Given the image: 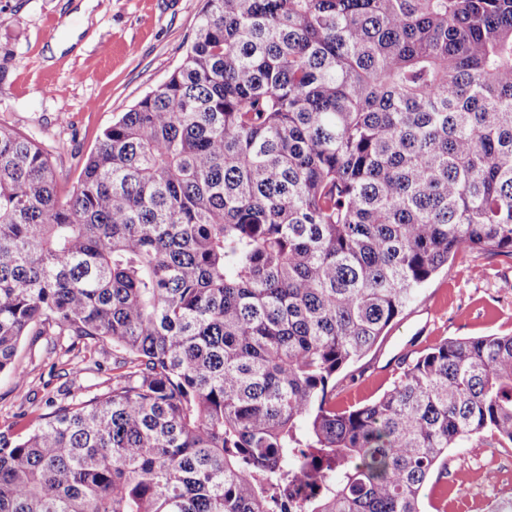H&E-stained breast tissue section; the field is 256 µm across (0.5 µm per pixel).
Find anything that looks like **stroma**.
Returning <instances> with one entry per match:
<instances>
[{"label": "stroma", "instance_id": "1", "mask_svg": "<svg viewBox=\"0 0 512 512\" xmlns=\"http://www.w3.org/2000/svg\"><path fill=\"white\" fill-rule=\"evenodd\" d=\"M204 0H0V124L52 154L61 193L76 184L104 130L179 66ZM512 335V257L462 251L417 293L377 345L336 377L335 402L388 390L413 341ZM116 350L23 340L0 372V434L19 435L53 404L112 387ZM512 502V448L475 439L432 474L423 512H494Z\"/></svg>", "mask_w": 512, "mask_h": 512}]
</instances>
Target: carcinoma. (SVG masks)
Instances as JSON below:
<instances>
[{"mask_svg": "<svg viewBox=\"0 0 512 512\" xmlns=\"http://www.w3.org/2000/svg\"><path fill=\"white\" fill-rule=\"evenodd\" d=\"M465 249L512 254V0H205L66 199L0 126V372L122 352L0 437V512H423L449 449L512 446V335L332 395Z\"/></svg>", "mask_w": 512, "mask_h": 512, "instance_id": "carcinoma-1", "label": "carcinoma"}]
</instances>
